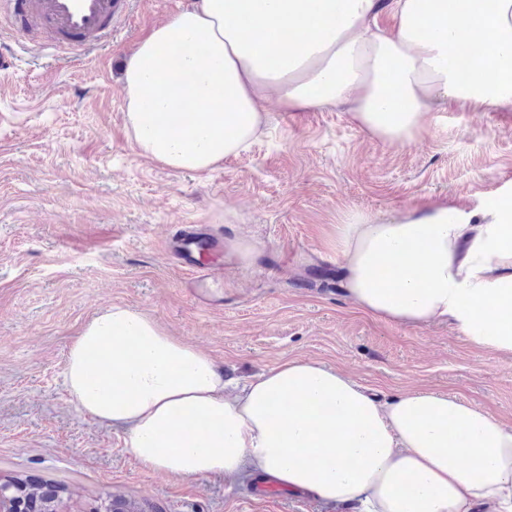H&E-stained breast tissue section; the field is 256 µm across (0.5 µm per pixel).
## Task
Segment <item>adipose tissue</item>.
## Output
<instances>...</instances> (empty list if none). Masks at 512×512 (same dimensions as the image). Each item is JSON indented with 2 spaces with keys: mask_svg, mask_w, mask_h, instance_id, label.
I'll use <instances>...</instances> for the list:
<instances>
[{
  "mask_svg": "<svg viewBox=\"0 0 512 512\" xmlns=\"http://www.w3.org/2000/svg\"><path fill=\"white\" fill-rule=\"evenodd\" d=\"M332 2L193 0L153 28L123 77L139 152L175 171L212 169L250 147L272 100L285 112L348 105L391 145L423 137L439 112H512V0ZM336 254L364 313L450 322L512 358V193L479 223L448 205L387 224L357 216L337 226ZM64 381L80 411L123 425L127 452L154 471L249 470L357 512H512V428L442 393L381 400L307 359L236 390L210 355L117 304L73 340Z\"/></svg>",
  "mask_w": 512,
  "mask_h": 512,
  "instance_id": "obj_1",
  "label": "adipose tissue"
}]
</instances>
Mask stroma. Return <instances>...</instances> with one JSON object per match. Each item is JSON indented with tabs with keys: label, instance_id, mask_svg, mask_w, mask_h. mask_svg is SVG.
<instances>
[{
	"label": "stroma",
	"instance_id": "35a3bbf8",
	"mask_svg": "<svg viewBox=\"0 0 512 512\" xmlns=\"http://www.w3.org/2000/svg\"><path fill=\"white\" fill-rule=\"evenodd\" d=\"M192 0H129L109 42L38 51L0 19L17 66L0 78V475L64 484L63 512L120 498L137 512H354L251 476L177 478L125 450L121 427L80 412L63 382L68 349L99 310L129 306L208 353L243 384L288 358L342 370L380 397L448 394L512 428V358L453 326L377 321L342 288L336 227L398 221L446 203L481 211L512 188V112L440 113L423 139L392 146L346 106H269L251 148L207 172H176L136 149L122 71L136 44ZM176 224L248 242L224 267V306L182 291L164 244Z\"/></svg>",
	"mask_w": 512,
	"mask_h": 512
}]
</instances>
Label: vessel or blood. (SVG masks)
Wrapping results in <instances>:
<instances>
[{
  "instance_id": "vessel-or-blood-1",
  "label": "vessel or blood",
  "mask_w": 512,
  "mask_h": 512,
  "mask_svg": "<svg viewBox=\"0 0 512 512\" xmlns=\"http://www.w3.org/2000/svg\"><path fill=\"white\" fill-rule=\"evenodd\" d=\"M128 0H0V15L11 28L26 32L41 49L77 53L111 35L127 14ZM187 286L200 303L216 307L204 292L211 261L221 243L200 224L176 225L168 242Z\"/></svg>"
}]
</instances>
